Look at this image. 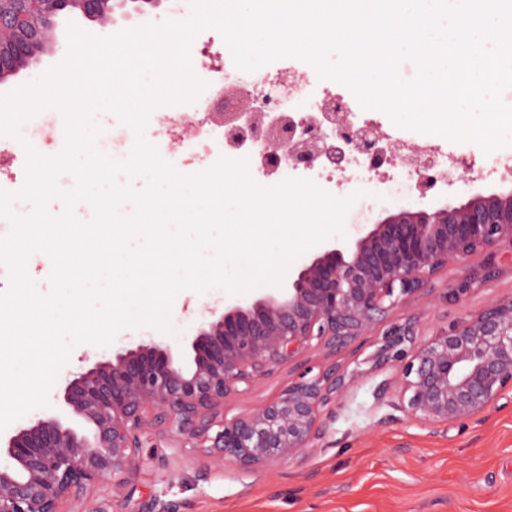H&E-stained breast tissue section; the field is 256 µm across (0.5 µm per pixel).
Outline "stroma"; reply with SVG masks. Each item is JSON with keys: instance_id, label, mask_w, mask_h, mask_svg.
Returning a JSON list of instances; mask_svg holds the SVG:
<instances>
[{"instance_id": "obj_1", "label": "stroma", "mask_w": 512, "mask_h": 512, "mask_svg": "<svg viewBox=\"0 0 512 512\" xmlns=\"http://www.w3.org/2000/svg\"><path fill=\"white\" fill-rule=\"evenodd\" d=\"M359 119L380 117L383 133L440 145L472 169V178L420 192L408 169L396 167L382 177L367 176L343 189L324 183L328 192L358 193L345 220L346 238L334 237L307 251L310 262L327 247H353L386 213L420 205L463 202L477 193L512 191V179L498 178L493 157L512 156V147L486 155L473 143L402 129L389 116L351 100ZM467 265L452 264L419 300L399 306L389 321L417 317L419 338L472 315L491 302L512 297V264L501 263L496 276L461 301L444 303V288L462 278ZM384 331L376 326L357 337L336 357L312 348L307 364L321 370L329 362L346 367L351 379L335 405L322 413L324 430L295 460L245 468L234 460L213 463L200 449L167 432L149 429L137 469L124 488L104 484L65 512H150L160 501L169 512H512V391L480 419L436 432L398 407L397 366L373 368L371 358ZM297 375L291 366L241 386L224 401L231 418L253 412L274 399Z\"/></svg>"}]
</instances>
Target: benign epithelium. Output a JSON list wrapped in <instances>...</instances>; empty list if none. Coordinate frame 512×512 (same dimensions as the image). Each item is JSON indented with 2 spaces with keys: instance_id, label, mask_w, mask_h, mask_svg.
<instances>
[{
  "instance_id": "7a95c632",
  "label": "benign epithelium",
  "mask_w": 512,
  "mask_h": 512,
  "mask_svg": "<svg viewBox=\"0 0 512 512\" xmlns=\"http://www.w3.org/2000/svg\"><path fill=\"white\" fill-rule=\"evenodd\" d=\"M135 3L144 17H158L160 0ZM106 0H0V78L31 77L32 64L58 58L68 48L60 22L78 17L103 33L114 22ZM248 112H211L217 125L255 131L265 163L286 156L311 168L327 140H344L380 167L404 145H379L372 128H355L351 113L326 115L311 128L285 114L265 120L270 95L242 87ZM409 160L425 190L447 181L434 158ZM480 256V265L445 289L457 302L495 276L512 258V192L475 195L456 205L401 208L379 220L352 249L334 247L303 265L286 288H270L247 305L213 309L183 346L184 363L163 336L120 347L112 359L65 377L64 416L39 418L0 438V512H64L61 505L110 480L121 486L133 474L147 426L209 442L215 462L233 459L245 468L297 459L321 435V413L336 403L350 376L332 362L317 375L303 370L277 398L254 412L218 419L224 400L284 364L301 366L313 344L331 356L384 320L394 308L431 290L451 263ZM373 366L400 364L398 403L409 417L432 427L475 419L512 390V298L416 341L415 319L388 326ZM77 419L85 429L70 425ZM215 435H210L214 426Z\"/></svg>"
}]
</instances>
